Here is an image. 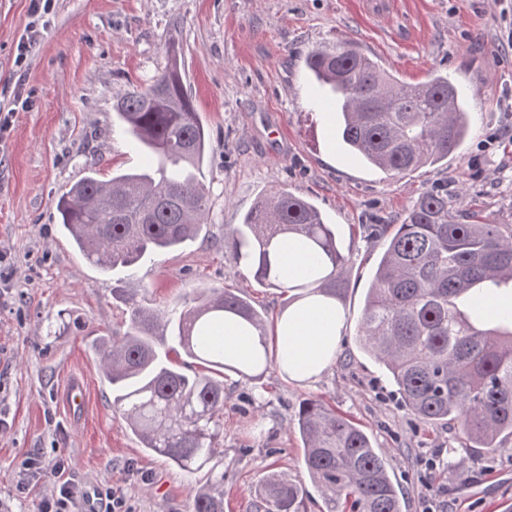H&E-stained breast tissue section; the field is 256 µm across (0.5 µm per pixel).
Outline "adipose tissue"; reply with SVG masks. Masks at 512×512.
<instances>
[{"label":"adipose tissue","instance_id":"ef3b65f1","mask_svg":"<svg viewBox=\"0 0 512 512\" xmlns=\"http://www.w3.org/2000/svg\"><path fill=\"white\" fill-rule=\"evenodd\" d=\"M342 322L335 300L311 293L294 300L280 314L273 333L265 336L242 331L237 321L225 320L220 332L224 357L239 365L265 351L281 363L289 379L310 382L335 359Z\"/></svg>","mask_w":512,"mask_h":512}]
</instances>
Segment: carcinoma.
Returning a JSON list of instances; mask_svg holds the SVG:
<instances>
[{
  "label": "carcinoma",
  "instance_id": "cac0c4a2",
  "mask_svg": "<svg viewBox=\"0 0 512 512\" xmlns=\"http://www.w3.org/2000/svg\"><path fill=\"white\" fill-rule=\"evenodd\" d=\"M305 65L336 96L345 147L389 175L433 167L469 133V112L446 73L407 84L350 41L314 48ZM113 108L152 165L108 180L88 169L62 193L57 220L100 271L130 276L153 256L199 239L209 214L200 179L206 131L187 95L177 61L121 94ZM299 235L314 253L307 287L340 298L346 257L320 210L287 190L264 196L231 227L227 243L254 279L282 287L273 261L282 238ZM366 290L362 348L386 369L402 403L437 423L456 420L473 448L491 455L512 439V313H490L483 292L512 286V224L477 213L461 219L448 190L429 187L405 211ZM331 265L324 274L325 265ZM129 306L127 329L95 346L103 374L131 432L143 447L191 473L220 447L224 381L245 370L224 363L211 327L228 313L266 335V319L228 289L195 288L170 309H150L115 288ZM183 353L208 366L176 362ZM309 476L326 512H401V495L367 434L316 401L298 413ZM224 477L202 487L193 512H224ZM253 512H305L306 490L272 472L251 489Z\"/></svg>",
  "mask_w": 512,
  "mask_h": 512
}]
</instances>
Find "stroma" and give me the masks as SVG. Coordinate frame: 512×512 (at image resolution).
<instances>
[{"label":"stroma","mask_w":512,"mask_h":512,"mask_svg":"<svg viewBox=\"0 0 512 512\" xmlns=\"http://www.w3.org/2000/svg\"><path fill=\"white\" fill-rule=\"evenodd\" d=\"M39 30L27 61L17 46ZM339 40L401 81L444 72L471 110L467 138L447 161L401 176L346 152L327 94L304 58ZM177 52L188 94L209 132L203 181L206 241L141 264L124 286L137 301L174 306L200 283L222 286L276 316L288 296L259 285L224 233L262 196L287 190L314 204L348 256L342 340L315 381L288 379L276 361L250 378L226 373L224 441L190 474L147 451L112 404L96 343L124 331L116 283L83 257L56 220L61 194L88 168L100 178L148 165L121 129L117 95L143 84ZM0 512H37L57 492L52 468L87 491L112 488L129 512H193L197 486L224 476V512H248L250 489L274 471L312 489L297 430L300 404L319 400L357 423L386 462L402 512H504L512 505V440L495 457L470 448L459 423H433L398 399L359 346L362 309L382 248L377 224H396L433 184L458 214L512 224V0H55L33 22L30 0H0ZM80 381L83 404L66 390ZM439 458L437 467L428 461ZM38 459L31 478L21 464Z\"/></svg>","instance_id":"1"}]
</instances>
